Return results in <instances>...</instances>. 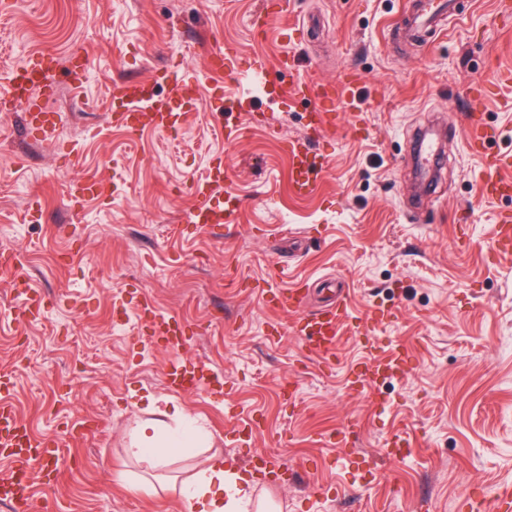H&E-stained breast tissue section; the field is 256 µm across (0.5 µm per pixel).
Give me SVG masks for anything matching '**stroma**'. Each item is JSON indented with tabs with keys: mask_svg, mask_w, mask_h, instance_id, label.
I'll return each instance as SVG.
<instances>
[{
	"mask_svg": "<svg viewBox=\"0 0 512 512\" xmlns=\"http://www.w3.org/2000/svg\"><path fill=\"white\" fill-rule=\"evenodd\" d=\"M12 2L0 15V74L46 53L59 84L54 142L35 140L22 112H0V248L20 250L26 289L45 299L38 320L11 323L3 310L26 289L0 282V369L17 413L69 460L54 486L33 477L34 498L49 512H180L171 483L218 450L243 472L255 452L283 461L254 482L278 512H468L471 497L512 482V258L493 250L512 196L483 192V160L465 143L481 90L486 150L512 152V0H472L417 45L389 39L402 0ZM258 12L269 20L262 40ZM228 42L265 55L268 81L284 87L285 51L322 84L358 74L353 106L314 143L326 171L309 196L288 183L286 144L307 134L314 99L270 105L255 94L231 148L225 109L202 107L173 135L109 123L113 81L200 68ZM77 54L90 71L79 92L65 68ZM268 116L278 133H267ZM426 128L449 161L434 198L419 195L410 156ZM217 151L242 209L212 234L183 217ZM92 173L110 177V198L72 202L71 185ZM266 284L307 287L316 302L343 286L354 315L392 310L377 341L410 346V371L379 380L371 397L349 395L346 368L372 349L342 337L327 368L297 338L269 335ZM116 296L186 321L185 354L218 375L221 394L167 389L168 353L140 341L136 319L113 323ZM173 405L210 440L149 469L130 454L136 428ZM332 430L340 441L319 442ZM397 431L410 446L391 459ZM141 475L151 489L129 493Z\"/></svg>",
	"mask_w": 512,
	"mask_h": 512,
	"instance_id": "stroma-1",
	"label": "stroma"
}]
</instances>
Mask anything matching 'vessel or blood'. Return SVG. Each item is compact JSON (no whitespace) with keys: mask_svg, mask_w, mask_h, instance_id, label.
<instances>
[{"mask_svg":"<svg viewBox=\"0 0 512 512\" xmlns=\"http://www.w3.org/2000/svg\"><path fill=\"white\" fill-rule=\"evenodd\" d=\"M456 0H404L402 13L392 26L393 39L403 37L427 38L433 26L448 16L458 17ZM269 66L266 56H252L248 64H241L237 46L227 45L223 51L211 54L206 64L198 70L184 71L163 69L156 71L150 81L134 78L113 82L109 89L110 120L113 126L130 132L149 129L167 133L184 123L190 112L196 111L203 91L209 81L218 76H263ZM158 82L169 83L172 92L167 97L154 94L152 86ZM7 88L0 92V106L13 105L23 109L30 124L40 131L43 141L55 139L56 118L48 112L46 103L57 92L55 70L31 59L12 69L6 77ZM358 84L357 76L319 89H312L303 73L294 72L292 87L296 93L315 94V126L329 130L336 125V112L344 99L351 97ZM290 185L295 194H311L325 170V163L312 154L303 142L289 146ZM487 177L483 184L491 195H512V156L499 154L488 158ZM232 174L224 164L223 153L212 154L203 178L191 186L193 202L184 214L189 224L210 230L218 224H233L237 221L241 201L233 193H222L223 185L231 183ZM495 245L504 256H512V213H502L496 227ZM0 276L10 277L13 284L24 283L26 271L17 250H0ZM266 308L279 314H293L290 329L302 342L306 352L325 364L334 363L337 346L343 333L369 335L372 328L388 321L391 310L371 307L366 319L356 317L350 307L347 294L337 293L335 301L305 311L306 293L299 288L269 287L261 292ZM113 315L127 317L135 315L139 330L146 334L150 345L170 352L166 367V384L171 391L191 393L209 397L205 382L204 367L182 358L185 327L172 316L158 313L149 300L129 306L121 299L112 301ZM409 359L407 348L389 353H378L356 364L355 377L350 389L356 393L375 390L379 377L396 375L404 371ZM11 377L0 374V452L13 461L12 468L0 473V503L6 504L10 512H39L38 505L27 493L33 472L45 470L49 463L59 458L58 443H50L35 436L29 426L9 402ZM469 512H512V484H502L491 493L474 498L469 503Z\"/></svg>","mask_w":512,"mask_h":512,"instance_id":"1","label":"vessel or blood"}]
</instances>
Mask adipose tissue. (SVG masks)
Wrapping results in <instances>:
<instances>
[{
	"label": "adipose tissue",
	"mask_w": 512,
	"mask_h": 512,
	"mask_svg": "<svg viewBox=\"0 0 512 512\" xmlns=\"http://www.w3.org/2000/svg\"><path fill=\"white\" fill-rule=\"evenodd\" d=\"M171 416L176 428L149 420L136 429L133 453L150 468L164 466L181 449L199 447L206 440L202 428L186 422L180 408H173ZM253 490L249 476L227 466L223 456L214 455L176 487L175 493L181 512H251L255 506Z\"/></svg>",
	"instance_id": "adipose-tissue-1"
}]
</instances>
